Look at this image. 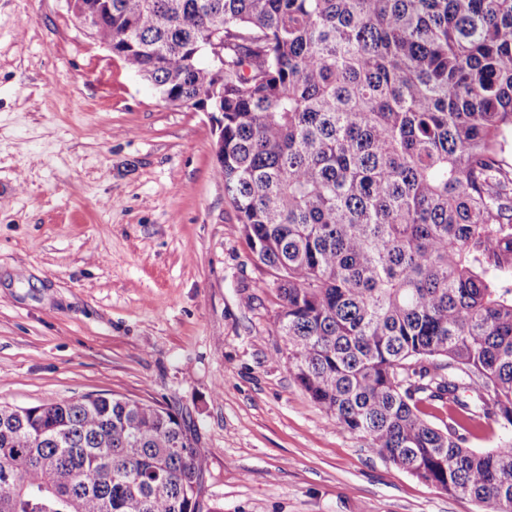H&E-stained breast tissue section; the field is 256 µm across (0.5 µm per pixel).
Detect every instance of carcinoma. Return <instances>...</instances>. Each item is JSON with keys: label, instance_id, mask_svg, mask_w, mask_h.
I'll list each match as a JSON object with an SVG mask.
<instances>
[{"label": "carcinoma", "instance_id": "carcinoma-1", "mask_svg": "<svg viewBox=\"0 0 512 512\" xmlns=\"http://www.w3.org/2000/svg\"><path fill=\"white\" fill-rule=\"evenodd\" d=\"M84 2L165 101L224 113L217 173L312 401L512 512V0ZM205 468L159 405H0V512H200Z\"/></svg>", "mask_w": 512, "mask_h": 512}]
</instances>
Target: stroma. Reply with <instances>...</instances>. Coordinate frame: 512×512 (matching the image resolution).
Here are the masks:
<instances>
[{"instance_id": "stroma-1", "label": "stroma", "mask_w": 512, "mask_h": 512, "mask_svg": "<svg viewBox=\"0 0 512 512\" xmlns=\"http://www.w3.org/2000/svg\"><path fill=\"white\" fill-rule=\"evenodd\" d=\"M210 113L161 101L67 0H0V403L181 414L203 512H477L295 381Z\"/></svg>"}]
</instances>
